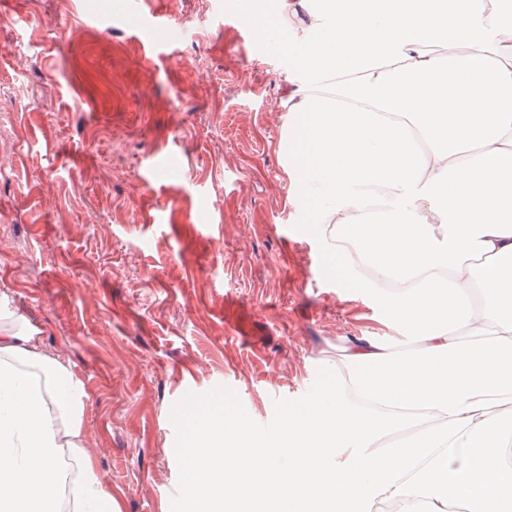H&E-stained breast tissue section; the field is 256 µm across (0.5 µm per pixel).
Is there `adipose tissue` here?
<instances>
[{
	"instance_id": "adipose-tissue-1",
	"label": "adipose tissue",
	"mask_w": 512,
	"mask_h": 512,
	"mask_svg": "<svg viewBox=\"0 0 512 512\" xmlns=\"http://www.w3.org/2000/svg\"><path fill=\"white\" fill-rule=\"evenodd\" d=\"M288 150L331 262L402 340L336 346V381L270 441L204 415L181 458L210 512H512V0H277ZM87 394L0 307V512H120Z\"/></svg>"
}]
</instances>
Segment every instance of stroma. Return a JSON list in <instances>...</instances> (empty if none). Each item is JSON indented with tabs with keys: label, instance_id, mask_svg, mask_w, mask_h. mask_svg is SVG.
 Listing matches in <instances>:
<instances>
[{
	"label": "stroma",
	"instance_id": "1",
	"mask_svg": "<svg viewBox=\"0 0 512 512\" xmlns=\"http://www.w3.org/2000/svg\"><path fill=\"white\" fill-rule=\"evenodd\" d=\"M127 2L0 0V304L83 379L121 512H198L177 400L272 437L331 384L319 349L396 329L288 170L276 0Z\"/></svg>",
	"mask_w": 512,
	"mask_h": 512
}]
</instances>
